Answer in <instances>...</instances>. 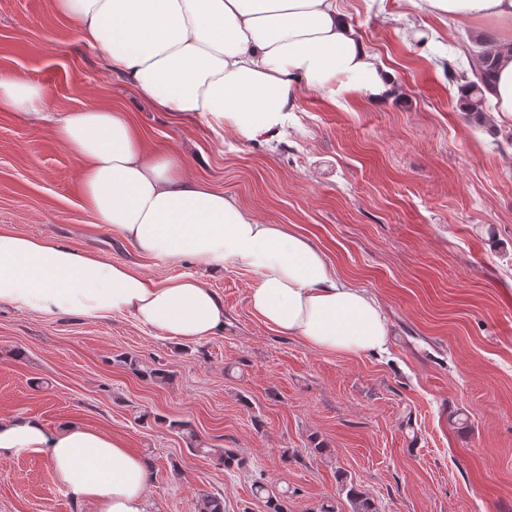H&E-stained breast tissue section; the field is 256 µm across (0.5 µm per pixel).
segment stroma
Instances as JSON below:
<instances>
[{
    "label": "stroma",
    "mask_w": 512,
    "mask_h": 512,
    "mask_svg": "<svg viewBox=\"0 0 512 512\" xmlns=\"http://www.w3.org/2000/svg\"><path fill=\"white\" fill-rule=\"evenodd\" d=\"M395 74L381 102L300 92L279 132L216 136L138 96L71 31L53 0H0V71L44 85L59 115L98 102L126 112L148 147L182 155L190 177L258 217L295 225L344 278L380 303L387 353L314 350L250 309L254 274L142 259L82 205L77 162L51 123L0 112V225L126 263L153 278L204 279L224 301L223 335L189 346L128 316L45 318L0 304V417L93 425L151 463L152 512H350L352 481L381 512H512V119L458 112L445 61L468 64L496 25L444 24L408 0H336ZM428 33L419 44L414 31ZM134 355L140 371L117 361ZM170 373L165 383L146 369ZM164 417L140 424L137 412ZM234 449L224 470L191 453L169 421ZM325 452L313 455V443ZM0 512H92L60 488L43 454L0 458ZM253 487V493L265 500L269 512H285L286 507L283 504V499H285L287 492H275L260 480H255Z\"/></svg>",
    "instance_id": "obj_1"
}]
</instances>
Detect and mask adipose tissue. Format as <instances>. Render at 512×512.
I'll list each match as a JSON object with an SVG mask.
<instances>
[{"label": "adipose tissue", "mask_w": 512, "mask_h": 512, "mask_svg": "<svg viewBox=\"0 0 512 512\" xmlns=\"http://www.w3.org/2000/svg\"><path fill=\"white\" fill-rule=\"evenodd\" d=\"M455 23L512 28V0H421ZM57 11L113 71L157 110L191 112L213 132L239 138L283 127L301 88L328 99L359 92L382 100L391 72L347 23L336 0H55ZM495 116L512 117V39L499 42L490 92ZM45 87L0 72V111L46 117ZM56 139L74 154L83 203L137 253L156 262L190 258L257 277L251 310L310 348L385 352L390 330L379 304L335 272L324 252L288 224H274L234 197L189 177L182 159L150 150L126 113L97 104L63 113ZM0 303L44 317H133L179 343L224 333V301L192 276L154 279L126 264L0 226ZM42 453L60 486L94 512H150L149 463L124 439L90 425L48 427L0 419V456Z\"/></svg>", "instance_id": "ef3b65f1"}]
</instances>
